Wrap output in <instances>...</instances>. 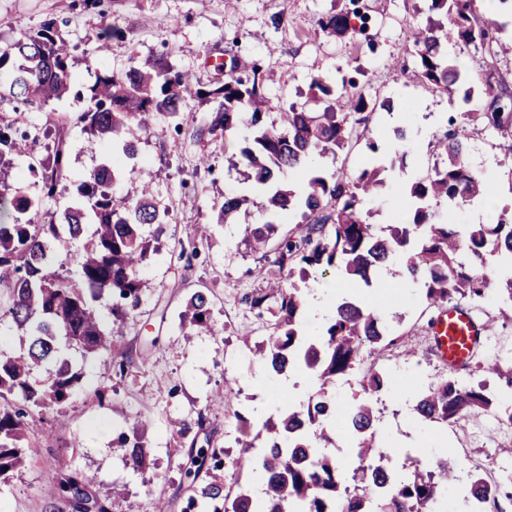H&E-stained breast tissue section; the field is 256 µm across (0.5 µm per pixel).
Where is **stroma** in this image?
I'll list each match as a JSON object with an SVG mask.
<instances>
[{
	"instance_id": "obj_1",
	"label": "stroma",
	"mask_w": 512,
	"mask_h": 512,
	"mask_svg": "<svg viewBox=\"0 0 512 512\" xmlns=\"http://www.w3.org/2000/svg\"><path fill=\"white\" fill-rule=\"evenodd\" d=\"M350 0H0V51L25 34L52 24L58 38L71 48L70 66L77 95L39 108L0 101V124L28 131L29 157L19 167L46 154L52 138L49 128H61L76 145L68 161L64 189L44 201L40 218L58 220L76 194V186L107 159L110 148L85 138L78 121L89 105L94 63L106 57L121 69L129 56L139 61L167 60L190 72L201 89L223 82L230 73L249 72L253 66L271 72L268 97L287 105L308 91L313 76L339 87L354 79L361 89L391 98L393 111L372 113L368 136L377 130L406 126L415 147L403 170L404 183L385 181L369 204L371 221H402L405 182L430 173L438 160L424 130H447L449 115L457 110L447 94L432 90L419 77L413 49L406 35L425 25V0H359L368 17L364 33L342 38L321 32L318 21L327 13L348 7ZM480 18H494L495 36L505 51L469 55L460 45L449 52L470 74L473 104L486 111L490 98L486 81L512 90V5L493 13L479 0ZM118 25L121 38L102 41L101 33ZM177 116H162L153 130L130 127L132 141L149 178L155 199L169 211L158 251L140 270L144 295L140 307L122 322L111 316L112 297L97 301L104 327L115 328L112 349L78 359L83 378L69 402L45 415L29 417L28 454L31 465L7 480H0V512H44V491L58 458L96 480L107 494L121 487L123 497L113 499L112 512H184L189 494L182 464L190 449L209 445L219 459L237 457L233 440L242 419L262 417L277 407L278 390L267 372L252 361L253 342L270 335L276 311L256 313L246 296L264 289L271 277L274 248L253 253L244 245L249 224H262L269 216L254 194L253 205L234 223L216 224L213 209L225 194L242 189L240 176L224 163L223 139L191 138L193 123L202 121L211 103L191 96ZM469 162L498 190L499 204L512 202V154L500 147V135L483 127L467 126ZM204 293L212 313V331L198 334L180 326L179 313L193 293ZM353 295L381 316L395 340L392 347L363 351L354 369L336 381L333 395L339 411H347L363 394L358 385L367 366L390 373L393 389L373 400L379 439L405 447L395 457L396 472L409 477L415 466L445 459L457 467L458 479L449 496H464L471 471L488 450L512 448V428L492 424L490 418L448 425L422 422L416 411V392L407 381L429 383L448 375V368L432 347L430 324L438 310L413 289L402 299L380 300L366 288ZM484 325V344L470 366L458 376L468 382L484 379L482 363L512 354V316L503 314L494 300H462ZM250 339H243V330ZM232 385L236 398L223 404L211 398ZM147 421V464L133 468L127 449L117 436L137 420Z\"/></svg>"
}]
</instances>
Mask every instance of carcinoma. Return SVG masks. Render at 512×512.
Returning <instances> with one entry per match:
<instances>
[{"label": "carcinoma", "mask_w": 512, "mask_h": 512, "mask_svg": "<svg viewBox=\"0 0 512 512\" xmlns=\"http://www.w3.org/2000/svg\"><path fill=\"white\" fill-rule=\"evenodd\" d=\"M475 4L476 0H430L429 10L445 14L447 25L415 27L409 35L421 78L450 97L469 77L448 59V42L489 54L500 48L492 35L495 22L478 19ZM365 27L366 16L357 8L319 21L322 31L336 36L361 34ZM69 58L67 43L49 26L20 39L0 52V99L8 96L31 107L63 99L74 82ZM95 65L92 106L78 120L87 135L112 146V159L77 185V195L60 223L43 224L38 215L43 201L54 198L67 179L74 146L60 136L39 166H28L31 172L40 171L41 178L40 195L30 196L8 182L13 160L29 155V134L0 126V325L9 324L28 340L27 354L0 358L1 478L31 461L23 444L28 431L25 416L62 407L80 384L81 372L67 351L87 356L112 349V332L102 329L94 302L102 293H111L117 298L112 315L118 320L140 306L139 269L151 249L145 228L159 236L167 224L168 211L154 202L150 183H141L138 197L124 202L115 200L113 186L141 172L133 164L136 146L122 139L125 129L146 128L161 113L183 111L191 77L162 59L141 64L132 58L120 71L112 70L103 57ZM268 79L256 66L246 78L231 76L197 91L198 97L215 106L210 118L191 132L196 140L220 135L228 146L240 127L246 128V146L229 155L227 162L243 172L251 190L265 195L263 209L273 216L264 224L245 227L252 249H265L277 234L276 218L300 210L307 224L305 235L283 241L273 262L278 271H288L290 279L296 276L305 283L313 273L338 268L348 283L369 286L380 266L404 253L407 285L420 289L431 305L440 308L455 299L493 294L512 306V274L496 277L494 284L484 273L493 257L512 268V208H502L494 224H470L463 232L455 224L437 220L433 211L435 204L456 210L494 194L495 187L468 165L467 138L454 125L464 129L480 123L500 135L511 153V91L487 83L491 102L486 112L473 108L470 91L462 92L457 116L448 120L452 129L435 137L441 161L406 189L409 221L379 227L368 221L370 212L364 204L379 194L382 173L404 167V153L383 151L369 137L368 157L353 173L336 170L324 175L309 170L308 161L336 156L358 136V126L368 123L367 110L388 108L390 103H373L352 80L336 92L325 78L316 76L306 99L291 103L288 111L278 113L279 121L269 124L266 117L278 104L263 93ZM285 174L303 181L302 193L279 185ZM249 203L245 194L224 196L217 223H233ZM80 238L85 243L75 254L79 277L73 280L51 270L53 256ZM304 296L305 289L297 283L285 285L273 278L266 291L247 300L253 308L273 305L279 313L274 331L257 343L252 359L275 375L296 366L305 368L320 383L321 397L299 408L276 409L255 433L248 426L240 431L236 444L241 452L233 467H259L263 488L258 495L247 488L230 494L227 477L213 475L222 466L217 453L191 450L183 469L191 492L188 508L209 512L211 504L220 501L223 509L214 512H446L453 466L440 461L432 469H415L412 477L399 482L390 467L391 452L376 437L377 416L370 402L358 403L339 419L334 414L328 388L354 368L362 351L386 345L387 327L374 311L345 300L337 305L325 330L310 339L300 325ZM181 319L201 332L210 330L207 297L192 294ZM45 363L53 371L38 381L35 371ZM485 373L498 380L497 393L450 375L416 388V411L429 422L454 423L490 414L512 426V358L495 360ZM391 384L385 372L360 379L362 391L369 395ZM145 428L136 422L118 437L136 467L146 460ZM342 431L358 440L351 490L343 486L335 455L326 452L336 447ZM510 486L512 475L492 482L472 475L459 512H485L487 504L498 506L499 496ZM46 496L45 512H112V500L99 494L94 478L72 470L63 460Z\"/></svg>", "instance_id": "cac0c4a2"}]
</instances>
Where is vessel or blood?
<instances>
[{
	"instance_id": "obj_1",
	"label": "vessel or blood",
	"mask_w": 512,
	"mask_h": 512,
	"mask_svg": "<svg viewBox=\"0 0 512 512\" xmlns=\"http://www.w3.org/2000/svg\"><path fill=\"white\" fill-rule=\"evenodd\" d=\"M433 347L449 369L466 366L481 341L480 325L464 307L442 309L432 329Z\"/></svg>"
}]
</instances>
